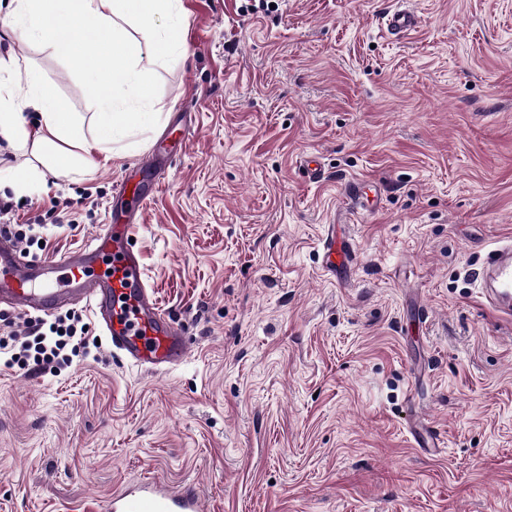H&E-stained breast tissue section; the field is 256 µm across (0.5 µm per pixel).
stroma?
I'll return each instance as SVG.
<instances>
[{"instance_id": "1", "label": "stroma", "mask_w": 512, "mask_h": 512, "mask_svg": "<svg viewBox=\"0 0 512 512\" xmlns=\"http://www.w3.org/2000/svg\"><path fill=\"white\" fill-rule=\"evenodd\" d=\"M400 6L421 24L395 38ZM173 17L182 53L139 64L156 126L82 177L2 179L0 199L46 225V255L77 247L191 114L131 243L192 351L162 372L105 345L54 371L0 361V512H100L146 474L195 484L204 512H512V321L477 280L512 239V0H177ZM0 57L94 135L82 68L18 35ZM357 180L371 212L345 197ZM65 198L83 205L60 227ZM332 225L357 248L341 281ZM416 399L441 452L411 442ZM322 251L325 256V270L332 277L336 273L343 272L356 263L357 254L353 245L340 246L336 244V237L333 233H327L322 241Z\"/></svg>"}]
</instances>
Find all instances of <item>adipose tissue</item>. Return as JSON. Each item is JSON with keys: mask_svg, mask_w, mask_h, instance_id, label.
I'll return each mask as SVG.
<instances>
[{"mask_svg": "<svg viewBox=\"0 0 512 512\" xmlns=\"http://www.w3.org/2000/svg\"><path fill=\"white\" fill-rule=\"evenodd\" d=\"M173 4L174 0H10L9 32L91 68L95 126L94 137L86 138L82 124L39 73H30L26 94L16 97L10 82L14 62L0 58V139L10 148L30 151L36 160L35 166L15 174L12 186L17 194L39 185L46 170L85 174L101 144L122 141L130 133H145L154 126L155 113L120 108L118 95L131 87L140 99H149L138 63L145 54L166 56L181 49V26L168 23L160 37L143 43L121 22L126 18L152 22L166 16ZM86 26L95 28V37L78 39V31ZM27 110L32 111V119L24 118Z\"/></svg>", "mask_w": 512, "mask_h": 512, "instance_id": "adipose-tissue-1", "label": "adipose tissue"}]
</instances>
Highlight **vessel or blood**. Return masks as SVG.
<instances>
[{
    "label": "vessel or blood",
    "mask_w": 512,
    "mask_h": 512,
    "mask_svg": "<svg viewBox=\"0 0 512 512\" xmlns=\"http://www.w3.org/2000/svg\"><path fill=\"white\" fill-rule=\"evenodd\" d=\"M386 25L395 35L415 30L417 13L398 9ZM114 194L126 208L103 225L91 243L43 259L29 258L19 244L0 236V305L27 315L50 316L81 305L100 325L110 351L131 365L164 371L183 363L190 354L184 331L160 308L137 253L130 230L140 219L152 194L124 176ZM325 270L336 275L355 264L354 247L339 246L334 235L322 241ZM488 305L512 318V244L495 250L479 274ZM102 512H203L195 486L174 487L150 475L113 492Z\"/></svg>",
    "instance_id": "b4317fda"
}]
</instances>
